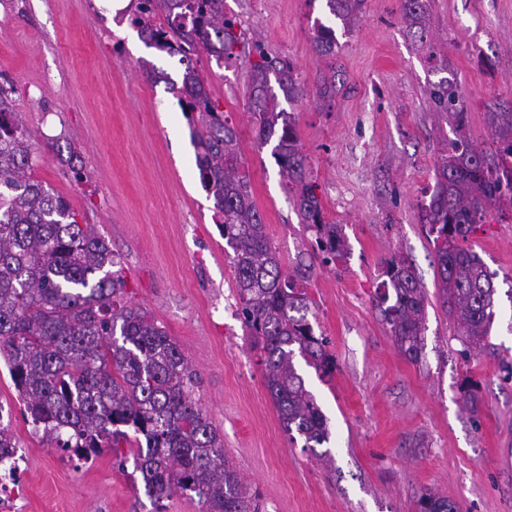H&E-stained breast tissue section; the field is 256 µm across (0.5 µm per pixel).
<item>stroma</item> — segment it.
I'll return each mask as SVG.
<instances>
[{
    "instance_id": "obj_1",
    "label": "stroma",
    "mask_w": 512,
    "mask_h": 512,
    "mask_svg": "<svg viewBox=\"0 0 512 512\" xmlns=\"http://www.w3.org/2000/svg\"><path fill=\"white\" fill-rule=\"evenodd\" d=\"M224 11L241 35L235 55L219 67L199 50L197 68L237 130L270 242L335 359L328 376L296 363L327 418L328 443L309 449L290 439L265 386L188 122L165 82L147 78L177 77V60L148 47L102 0H0V85L12 88L43 154L34 177L109 241L127 303L146 310L199 374L195 399L263 512H418L426 491L459 512H512V214L493 213L466 242L498 289L489 336L468 348L441 306L419 209L449 132L430 84L456 83L483 148L492 143L486 112L512 103V0H430L426 46L400 0H365L347 27L324 0H224ZM319 22L336 31L335 58L315 48ZM431 45L447 68L429 60ZM262 50L288 60L304 90L280 106L294 113L309 177L342 227V262L314 256L272 147L256 138L249 72ZM331 78L335 97H321ZM60 146L78 152L82 182ZM394 256L412 264L426 297L414 360L377 303ZM0 408L24 455L14 512H203L180 491L154 503L133 462L118 464L111 449L85 463L33 434L1 359Z\"/></svg>"
}]
</instances>
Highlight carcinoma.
I'll return each mask as SVG.
<instances>
[{
	"instance_id": "obj_1",
	"label": "carcinoma",
	"mask_w": 512,
	"mask_h": 512,
	"mask_svg": "<svg viewBox=\"0 0 512 512\" xmlns=\"http://www.w3.org/2000/svg\"><path fill=\"white\" fill-rule=\"evenodd\" d=\"M364 0H326L329 13L346 24ZM428 0H401V12L424 41ZM145 44L182 66L168 80L187 117L202 188L213 198L215 224L232 249L240 313L265 366L266 385L285 432L305 447L329 439L327 420L298 374L295 354L327 375L334 366L323 341L307 323V304L292 276L281 269L248 175L241 173L235 127L211 97L193 62L198 47L224 60L234 56V19L224 0H135L128 15ZM322 55L336 54L335 30L316 24ZM253 64L250 107L261 144L276 140L272 157L295 194L303 223L315 232L312 250L329 264L346 256L340 225L327 220L307 174L292 113L279 107L301 93L290 62L259 51ZM12 90L0 86V352L24 396V416L34 430L79 460L102 449L133 458L146 494L157 502L174 491L195 494L205 512H260L256 497L224 459L216 428L194 400L199 384L177 344L141 307L118 301L125 282L108 241L80 224L63 196L31 177L38 159L31 132L14 112ZM432 107L448 121L423 221L434 235L442 304L470 346L481 344L493 323V275L479 255L464 248L489 208H512V111L488 112L496 148H479L469 135V112L455 83L446 78L428 89ZM383 315L406 356L422 349L426 300L413 267L387 260ZM126 444L129 455L119 454ZM16 444L0 426V464L14 459ZM418 512H458L450 499L430 491Z\"/></svg>"
}]
</instances>
